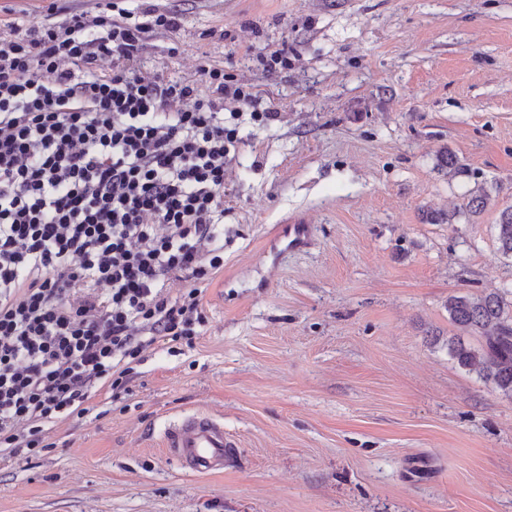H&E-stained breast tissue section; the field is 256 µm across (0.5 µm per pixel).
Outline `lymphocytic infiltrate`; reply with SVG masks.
Wrapping results in <instances>:
<instances>
[{"mask_svg":"<svg viewBox=\"0 0 512 512\" xmlns=\"http://www.w3.org/2000/svg\"><path fill=\"white\" fill-rule=\"evenodd\" d=\"M174 12L74 14L0 38V452L126 390L158 342L193 345L224 270V103L251 88L202 67L148 71ZM187 281L178 296L170 280Z\"/></svg>","mask_w":512,"mask_h":512,"instance_id":"lymphocytic-infiltrate-1","label":"lymphocytic infiltrate"}]
</instances>
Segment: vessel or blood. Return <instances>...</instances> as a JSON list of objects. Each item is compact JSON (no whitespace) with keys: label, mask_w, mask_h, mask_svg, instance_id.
<instances>
[{"label":"vessel or blood","mask_w":512,"mask_h":512,"mask_svg":"<svg viewBox=\"0 0 512 512\" xmlns=\"http://www.w3.org/2000/svg\"><path fill=\"white\" fill-rule=\"evenodd\" d=\"M164 446L170 460L198 474L223 471L237 456L236 444L224 436L223 421L203 413L167 428Z\"/></svg>","instance_id":"b4317fda"}]
</instances>
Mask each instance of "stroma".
<instances>
[{
    "label": "stroma",
    "instance_id": "1",
    "mask_svg": "<svg viewBox=\"0 0 512 512\" xmlns=\"http://www.w3.org/2000/svg\"><path fill=\"white\" fill-rule=\"evenodd\" d=\"M147 1L181 16L147 68H223L277 118L224 106V271L194 346L148 347L105 413L0 455V512H512V398L449 355L446 308L512 294V0H116ZM98 10L0 0V34ZM299 218L312 243L286 249ZM185 412L223 419L233 466L165 456ZM498 250L504 256L512 257V207L502 210L499 224H497Z\"/></svg>",
    "mask_w": 512,
    "mask_h": 512
}]
</instances>
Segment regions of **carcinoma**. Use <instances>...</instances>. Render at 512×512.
Here are the masks:
<instances>
[{
  "instance_id": "cac0c4a2",
  "label": "carcinoma",
  "mask_w": 512,
  "mask_h": 512,
  "mask_svg": "<svg viewBox=\"0 0 512 512\" xmlns=\"http://www.w3.org/2000/svg\"><path fill=\"white\" fill-rule=\"evenodd\" d=\"M497 230L498 250L512 257L511 206L502 210ZM447 309L454 325L481 339L477 348L459 336L448 339L451 357L461 367H479L484 379L502 395L512 398V310L506 306L503 296L499 293L450 296Z\"/></svg>"
}]
</instances>
